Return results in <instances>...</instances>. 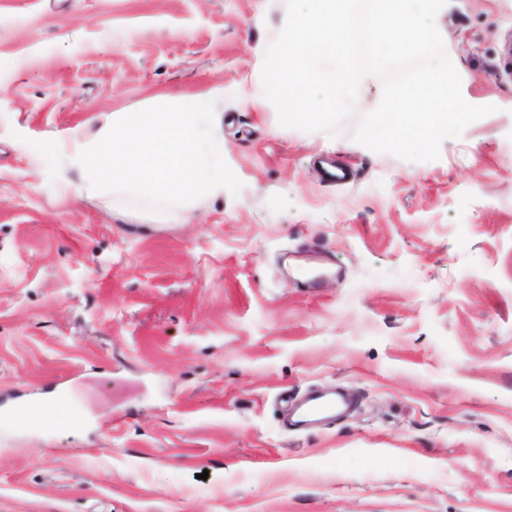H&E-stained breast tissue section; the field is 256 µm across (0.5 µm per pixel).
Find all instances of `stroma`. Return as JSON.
Masks as SVG:
<instances>
[{"instance_id": "obj_1", "label": "stroma", "mask_w": 512, "mask_h": 512, "mask_svg": "<svg viewBox=\"0 0 512 512\" xmlns=\"http://www.w3.org/2000/svg\"><path fill=\"white\" fill-rule=\"evenodd\" d=\"M286 13L0 0V512H512V0H448L495 111L430 162L355 142L358 111L333 138L244 102ZM213 89L226 180L195 223L65 194L70 129ZM339 388L350 414L286 427Z\"/></svg>"}]
</instances>
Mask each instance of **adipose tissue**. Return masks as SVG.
<instances>
[{"instance_id": "ef3b65f1", "label": "adipose tissue", "mask_w": 512, "mask_h": 512, "mask_svg": "<svg viewBox=\"0 0 512 512\" xmlns=\"http://www.w3.org/2000/svg\"><path fill=\"white\" fill-rule=\"evenodd\" d=\"M215 92L181 100L176 111L112 113L72 128L62 142L61 180L74 194L131 191L172 204L183 222L224 192V141Z\"/></svg>"}]
</instances>
